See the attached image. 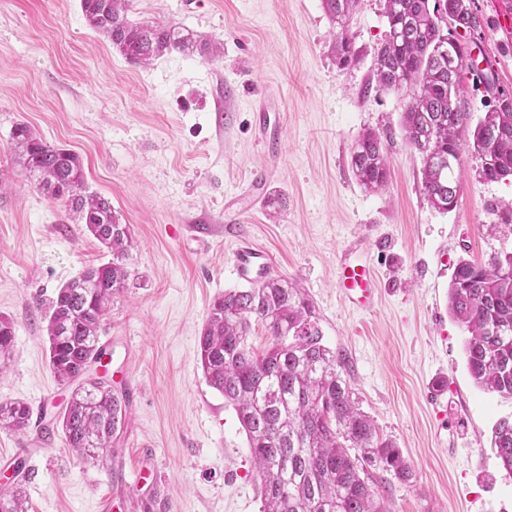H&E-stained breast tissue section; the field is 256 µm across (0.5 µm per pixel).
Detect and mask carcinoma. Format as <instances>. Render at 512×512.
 I'll use <instances>...</instances> for the list:
<instances>
[{"mask_svg": "<svg viewBox=\"0 0 512 512\" xmlns=\"http://www.w3.org/2000/svg\"><path fill=\"white\" fill-rule=\"evenodd\" d=\"M360 2L323 0L342 66L355 56L349 31ZM80 7L87 24L134 63L172 51H196L208 61L223 54V43L176 23L129 20L132 0H80ZM383 16L388 30L374 52L375 88L408 93L401 127L421 159V190L435 210L449 213L461 189L456 170L464 152L476 155L483 180L512 178V92L481 76L491 109L475 121L464 104L468 42L461 32L480 27L471 0H384ZM9 150L25 176L61 201L112 254V261L87 268L58 289L47 325L49 366L60 384L74 386L56 423L80 463L103 465L124 427L126 398L105 384L91 388L77 382L86 363L105 355L99 337L114 298L129 286L134 240L106 198L85 193L76 152L43 142L26 124L14 126ZM350 164L365 191L386 189L387 152L376 132L358 136ZM484 209L493 216L484 225L486 235L512 241V203L489 200ZM448 307L469 333L465 354L475 385L512 396V247L501 246L484 264L459 258ZM253 320L269 332L260 351L248 343ZM13 342L12 322L0 318V372ZM198 350L207 382L234 408L246 433L262 482L261 512H391L371 470L380 468L401 483L413 480V471L360 411L343 361L324 345L303 289L273 275L213 298ZM31 420L26 404H0V430L23 433ZM493 448L500 466L512 474V419L497 423ZM0 512H28L22 485L0 493Z\"/></svg>", "mask_w": 512, "mask_h": 512, "instance_id": "cac0c4a2", "label": "carcinoma"}]
</instances>
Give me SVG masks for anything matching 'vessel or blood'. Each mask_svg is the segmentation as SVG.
Segmentation results:
<instances>
[{"instance_id": "b4317fda", "label": "vessel or blood", "mask_w": 512, "mask_h": 512, "mask_svg": "<svg viewBox=\"0 0 512 512\" xmlns=\"http://www.w3.org/2000/svg\"><path fill=\"white\" fill-rule=\"evenodd\" d=\"M255 122L261 135L263 146L269 151H277L281 146L276 123L265 110H258ZM361 241L348 242L342 248L336 263V286L345 303L353 309L370 311L377 299L379 276L375 267L366 260L359 259ZM231 264L238 280L256 283L262 280L271 269V260L266 250L250 239L239 238L232 253Z\"/></svg>"}]
</instances>
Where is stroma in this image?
I'll use <instances>...</instances> for the list:
<instances>
[{
	"label": "stroma",
	"mask_w": 512,
	"mask_h": 512,
	"mask_svg": "<svg viewBox=\"0 0 512 512\" xmlns=\"http://www.w3.org/2000/svg\"><path fill=\"white\" fill-rule=\"evenodd\" d=\"M480 33L468 42L463 95L482 116L476 76L482 59L512 91V33L493 16L512 0H472ZM383 0H363L350 35L357 57L336 61L322 0H134L136 19L173 21L224 42L209 62L174 51L142 67L128 62L85 23L80 0H0V317L15 324L13 356L0 374V403L20 400L52 418L66 406L48 362L46 327L58 288L112 255L64 206L26 179L8 149L16 124L79 154L85 191L111 201L136 247L131 288L118 295L102 343L109 370L126 375L127 419L111 469L79 464L60 430H0V453L23 457L29 512H260L262 484L246 435L198 360L197 339L211 300L241 288L230 271L240 236L271 256L313 302L324 343L380 436L415 473L390 481L392 512H512V474L492 451V429L512 418V396L488 392L466 366L465 329L448 312L459 257L487 262L484 204L512 200V182H486L464 154L456 208L439 213L421 192V161L400 125L406 101L371 80L387 29ZM281 117L279 153H265L257 107ZM379 131L390 164L380 194L350 169L357 136ZM262 171L283 197L276 217L251 202ZM236 201L235 233L224 205ZM185 224L213 229L207 246L178 235ZM358 238L380 274L375 309L361 313L336 288V255ZM464 419L453 427L449 405Z\"/></svg>",
	"instance_id": "1"
}]
</instances>
